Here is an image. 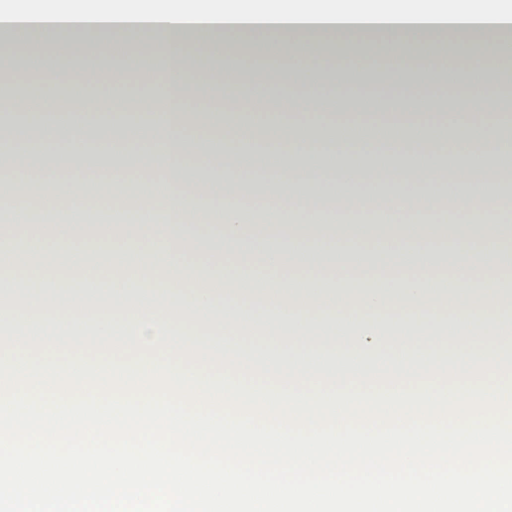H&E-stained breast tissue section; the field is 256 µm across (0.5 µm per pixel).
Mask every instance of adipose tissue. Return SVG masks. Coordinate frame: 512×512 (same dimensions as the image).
I'll return each instance as SVG.
<instances>
[{
    "label": "adipose tissue",
    "instance_id": "obj_1",
    "mask_svg": "<svg viewBox=\"0 0 512 512\" xmlns=\"http://www.w3.org/2000/svg\"><path fill=\"white\" fill-rule=\"evenodd\" d=\"M0 27L7 36L0 64L8 70L25 68L49 44L82 62L75 75L52 68L40 123L18 121L17 100L0 98V159L37 202L35 223L0 227V253L51 266L78 243L91 244L61 292L44 280L27 284L25 304L169 331L203 325L222 337L258 328L283 340H512V295L497 279L484 274L446 303L432 286L439 267H512L497 163L512 153V134L494 119L512 86L480 72L471 57L475 40L486 58L501 57L494 37L512 32L507 0H382L378 7L371 0H35L1 7ZM267 36L290 58L288 71L246 64L255 39ZM446 37L462 61L453 73L436 54ZM367 38L405 68L343 83L324 48ZM197 41L219 58L233 52L235 71L194 63L186 47ZM89 51H117L125 63L104 72L84 64ZM130 61L139 65V86L127 91ZM76 81L82 100L60 116ZM243 96L272 117L264 139L223 113L186 109L192 99ZM329 100L339 104L335 118L291 123V115ZM424 107L439 117L421 115ZM473 111L487 121L464 124ZM268 153L280 160L268 187L278 201L273 224L239 207L256 194L249 159ZM358 154L370 164L356 163ZM106 156L114 174L96 190L110 199L108 212L97 223L65 220L63 204L77 193L73 173L99 170ZM132 162L168 181L169 193L155 197L145 181L130 194L120 173ZM203 170L219 180H201ZM451 204L470 221L436 223ZM354 214L374 221L351 223ZM371 238L382 247L362 249ZM443 239L450 245L442 251ZM131 253L142 256L133 266ZM187 253L217 263L221 277L190 274ZM104 258L112 266L106 280L96 275ZM299 270L307 273L301 289ZM242 278L255 288H233ZM442 306L452 312L446 325L431 317Z\"/></svg>",
    "mask_w": 512,
    "mask_h": 512
}]
</instances>
